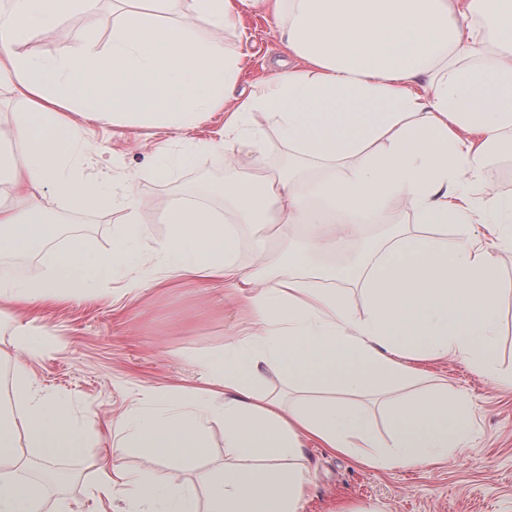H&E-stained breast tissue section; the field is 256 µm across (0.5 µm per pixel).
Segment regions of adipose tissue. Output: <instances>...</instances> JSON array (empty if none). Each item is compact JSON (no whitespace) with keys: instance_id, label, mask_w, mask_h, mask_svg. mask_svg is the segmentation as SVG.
Returning a JSON list of instances; mask_svg holds the SVG:
<instances>
[{"instance_id":"adipose-tissue-1","label":"adipose tissue","mask_w":512,"mask_h":512,"mask_svg":"<svg viewBox=\"0 0 512 512\" xmlns=\"http://www.w3.org/2000/svg\"><path fill=\"white\" fill-rule=\"evenodd\" d=\"M262 6L294 55L292 68L259 91L237 96L240 55L226 52L216 31L235 29L240 7ZM493 0H158L161 11L128 10L112 31L108 52L94 38L46 60L17 52V43L44 33L57 19L52 0H7L0 8V81L28 102L0 122V140L21 144L4 159V184L21 211L0 207V253L53 244L60 233L48 194L75 212L122 204L125 231L107 254L79 237L54 253L46 276L0 278V305L37 312L46 304L97 292L114 270L126 269L139 293L141 218L133 203L141 177L165 179L187 165L192 149L132 172L113 190L88 184L75 167L86 145L74 114L103 118L104 90L120 107L122 126L185 131L214 112L224 134L213 152L243 154L236 176L219 187L223 209L206 198L170 199L167 227L156 247L164 268L197 280L234 285L235 300L259 328L204 355L202 385L168 389L154 408L135 407L118 423L83 507L50 495L57 457L91 447L94 430L71 407L44 394L30 364L46 337L17 327L10 357L13 401L0 415V512H299L307 484L303 443L389 470L427 464L458 451L470 424L465 396L438 393L391 404L386 432L350 395L412 380L416 362L467 360L498 382L499 272L496 249L512 246V197L479 195L488 159L512 134V9ZM191 4L193 22L167 14ZM211 37H202V30ZM300 154L332 167L352 157L344 175L313 181L307 190L266 174L260 155L265 126ZM404 202L413 219L371 242L350 276L366 292L355 311L347 289L310 288L307 258L344 250L362 224H390ZM304 225L307 250L288 251L276 274L264 261L239 265L238 225ZM480 224L482 238L449 241V225ZM286 385L330 391L327 399L291 405L264 390L267 375ZM224 427L223 466L196 470L175 483L158 462L189 468L208 446L207 428ZM40 449L31 457L29 449ZM135 454L141 471L125 469Z\"/></svg>"}]
</instances>
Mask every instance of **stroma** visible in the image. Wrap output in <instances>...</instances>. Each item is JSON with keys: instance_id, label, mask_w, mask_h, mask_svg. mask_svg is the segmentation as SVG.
Listing matches in <instances>:
<instances>
[{"instance_id": "obj_1", "label": "stroma", "mask_w": 512, "mask_h": 512, "mask_svg": "<svg viewBox=\"0 0 512 512\" xmlns=\"http://www.w3.org/2000/svg\"><path fill=\"white\" fill-rule=\"evenodd\" d=\"M113 0H101L92 13L61 11L41 38L19 45L36 56H55L62 47L94 36L109 51L118 14ZM225 50L242 54L244 67L236 93L257 91L271 74L270 64L287 59L274 20L258 8L245 10L242 32L223 33ZM87 145L79 176L93 183H115L126 173L145 168L164 151L179 152L186 143L214 137L224 124L223 113L185 134L149 127H116L108 120L82 119ZM263 162L268 172L300 179L315 170L311 160L293 153L274 129H267ZM233 173L221 153L197 150L190 164L173 168L167 179L142 178L134 204L144 224L146 252L138 274L148 287L138 295L125 293V271L118 270L94 295L42 308L35 324L52 340L50 353L31 364L36 381L48 392L68 400L79 419L92 422L99 446L60 458L58 467L70 476L64 492L85 500L95 480L110 429L132 407L148 406L157 390L197 384V355L219 354L226 342L249 328L253 316L233 305L229 283L173 282L153 287L164 269L152 254L166 234L158 217L163 201L182 196L186 187L209 178L223 184ZM480 191L512 196V143L487 163ZM58 217H72L71 230L49 247H37L15 265L0 255V271L20 280L41 277L53 252L66 248L70 233H79L98 253L109 252L112 238L124 229L123 209L71 214L58 196L48 199ZM502 293L497 338L502 369L512 370V248L495 253ZM411 384L357 395L356 403L382 422L388 402L410 393L447 388L468 398L471 423L461 451L435 464H414L384 471L332 454L312 441L305 444L304 463L310 486L301 512H512V388L498 386L482 371L458 358L422 361Z\"/></svg>"}]
</instances>
